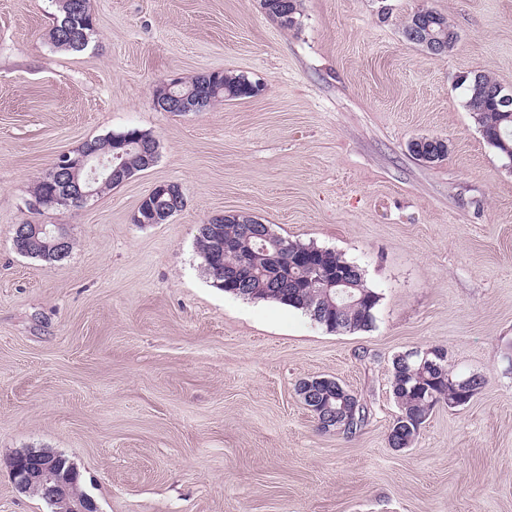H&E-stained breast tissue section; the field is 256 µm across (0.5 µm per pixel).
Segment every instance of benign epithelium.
Masks as SVG:
<instances>
[{
	"mask_svg": "<svg viewBox=\"0 0 512 512\" xmlns=\"http://www.w3.org/2000/svg\"><path fill=\"white\" fill-rule=\"evenodd\" d=\"M458 32L454 29H445L439 26L435 32H428L422 40L424 47L432 54H442L450 50L458 41ZM180 82L177 78L164 80L159 84V93L154 97L155 105L160 109L179 108L183 112L196 110L194 103L185 95L177 94ZM488 96L495 100L496 105L503 112H512V89L502 85L486 88ZM446 142L437 137H421L413 141V147L421 150L428 162L438 159ZM137 148L143 158L144 167H152L157 159L156 140L138 141ZM62 176L68 181L71 189L63 198L64 202L73 199L77 203H86L95 198L100 191L99 185H106L114 179L125 176L124 152H103L97 148L84 147L75 154L66 153L61 159ZM169 195L176 199V206H160L158 201ZM185 204L184 195L174 192L167 182H160L153 186L149 193L141 200L143 216L137 217L141 224H163L176 213V208ZM234 217L239 223L245 225L244 232L247 238H254L262 244L261 251L274 262L285 245L270 235L266 224H259L254 217L236 213ZM14 237L24 240L30 246H49L57 256L67 253L70 235L66 229L57 224H17ZM329 388L333 391L341 390L336 379L326 376H316L302 382L299 394L304 404L315 414L318 425L328 430L336 423V409L330 400L319 398L321 390ZM10 472L16 488L22 493L37 491L52 506L54 512H100L95 499L87 494H75V484L80 477L74 463L66 462L62 454L53 451L40 450L14 456L9 461Z\"/></svg>",
	"mask_w": 512,
	"mask_h": 512,
	"instance_id": "7a95c632",
	"label": "benign epithelium"
}]
</instances>
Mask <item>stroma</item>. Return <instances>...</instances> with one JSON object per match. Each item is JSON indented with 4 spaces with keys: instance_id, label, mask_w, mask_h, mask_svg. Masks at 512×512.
Segmentation results:
<instances>
[{
    "instance_id": "1",
    "label": "stroma",
    "mask_w": 512,
    "mask_h": 512,
    "mask_svg": "<svg viewBox=\"0 0 512 512\" xmlns=\"http://www.w3.org/2000/svg\"><path fill=\"white\" fill-rule=\"evenodd\" d=\"M86 49H57L56 0H0V512H50L10 459L67 456L100 512H512V169L455 84L512 87V0H301L283 28L259 0H90ZM431 8L459 32L442 55L404 28ZM231 71L253 98L197 112L154 104L161 80ZM136 128L156 164L81 207L32 210L62 153ZM421 137L448 145L426 163ZM159 182L185 207L139 224ZM357 263L372 328L331 332L272 300L216 288L196 247L212 215ZM64 225V261L18 253L13 227ZM443 348L484 377L437 406L411 446L393 359ZM337 379L368 407L322 430L297 392Z\"/></svg>"
}]
</instances>
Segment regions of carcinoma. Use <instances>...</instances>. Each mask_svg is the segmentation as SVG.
Listing matches in <instances>:
<instances>
[{"label": "carcinoma", "mask_w": 512, "mask_h": 512, "mask_svg": "<svg viewBox=\"0 0 512 512\" xmlns=\"http://www.w3.org/2000/svg\"><path fill=\"white\" fill-rule=\"evenodd\" d=\"M261 6L265 14L281 26L290 29L297 25L300 0H292L289 4L285 0H263ZM58 8L62 16L65 11H71L72 24L70 30L60 37L50 34L53 44L72 51L84 49L94 32L93 28L86 25L91 17L89 0H58ZM494 83L496 80L483 71L469 72L462 84L463 106L470 115L480 117L478 126L483 128V138L488 145L498 150L502 139L512 144V113L494 111L491 102L485 97V87ZM178 92L188 93L197 99L199 111L216 102L252 97L248 77L231 72L223 73L217 82L200 74L183 82ZM39 192L49 196L59 194L54 170H49L34 184L31 194ZM275 238L287 245V249L280 254V263L292 270L296 279L295 287H271L265 268L257 267L248 271V277L245 278L243 288L248 298L271 299L305 312L318 299L315 289L304 287L312 273L311 265L316 263L324 272L336 275L355 266V263L330 249L303 244L278 234ZM196 243L206 272L221 289L224 288L223 279L217 277L212 261L218 260L222 268L232 271L243 264L249 252L258 250V243L244 239L243 225L230 218L223 224L199 227ZM348 291L353 294V302L346 304L337 301L340 309L334 313V322L324 324L331 332L367 330L376 320L380 295L366 284L364 275L352 280ZM459 381L461 378L452 376L443 361L435 366L424 365L417 359L405 363L393 361L391 391L398 403L399 413L406 417L410 428L401 432L391 427L388 443L395 448L407 436L415 439L419 426L425 424L432 413L431 405L455 400ZM331 405L336 407V428L346 435L356 434L367 422L368 408L353 394L344 397L338 393L331 400Z\"/></svg>", "instance_id": "cac0c4a2"}]
</instances>
